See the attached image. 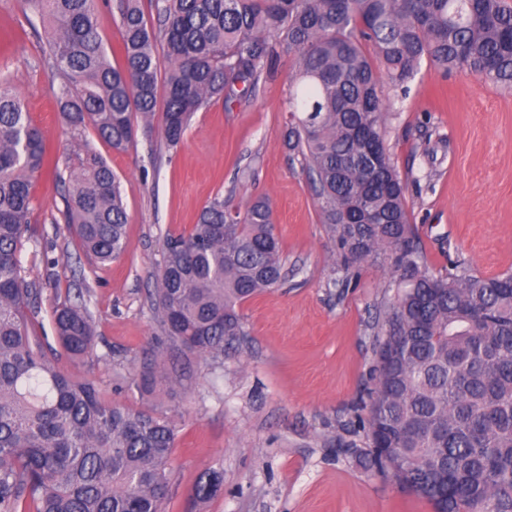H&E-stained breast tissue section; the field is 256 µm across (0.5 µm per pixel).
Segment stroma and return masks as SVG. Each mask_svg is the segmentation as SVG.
Masks as SVG:
<instances>
[{
	"label": "stroma",
	"mask_w": 512,
	"mask_h": 512,
	"mask_svg": "<svg viewBox=\"0 0 512 512\" xmlns=\"http://www.w3.org/2000/svg\"><path fill=\"white\" fill-rule=\"evenodd\" d=\"M47 37L21 0H0V78L23 97L51 160L64 161L84 139L108 161L128 223L124 255L95 264L62 218L57 178L36 175L21 261L41 293L38 329L51 332L56 302L83 295L94 353L79 363L57 354L58 368L134 409L164 402L177 431L166 512H432L357 458L368 440L354 408L371 384L376 321L397 295L396 278L365 263L349 286L334 283L335 243L306 172L284 145L294 51L281 49L248 95L196 112L178 146L156 126L116 152L64 121ZM384 95L386 143L430 271L448 250L480 276L512 271V91L425 64L408 92ZM261 195L274 207L285 283L243 304L239 350L219 365L192 361L191 388L156 396L131 389L161 333L151 294L167 235L190 228L214 198L237 207ZM214 470L224 475L221 490L196 502L198 484Z\"/></svg>",
	"instance_id": "obj_1"
}]
</instances>
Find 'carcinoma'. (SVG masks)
<instances>
[{"label": "carcinoma", "instance_id": "carcinoma-1", "mask_svg": "<svg viewBox=\"0 0 512 512\" xmlns=\"http://www.w3.org/2000/svg\"><path fill=\"white\" fill-rule=\"evenodd\" d=\"M48 42L65 122L112 149L136 121L169 145L195 112L257 87L285 44L297 55L285 145L311 178L343 282L379 259L400 291L378 323L366 432L370 466L434 512H512V273L482 277L448 259L426 268L405 184L388 151L385 85L408 92L427 62L512 88V0H120L123 63H110L97 0H24ZM46 149L20 96L0 84V512H165L176 426L163 405L114 404L62 373L37 334V291L21 262L31 188ZM65 222L105 266L125 252L117 176L84 141L65 162ZM286 259L269 198L235 212L216 198L167 236L152 308L163 336L133 380L187 388L193 358L218 360L244 336L243 303L282 284ZM79 362L96 345L85 304L52 312ZM214 471L196 488L213 497Z\"/></svg>", "mask_w": 512, "mask_h": 512}]
</instances>
